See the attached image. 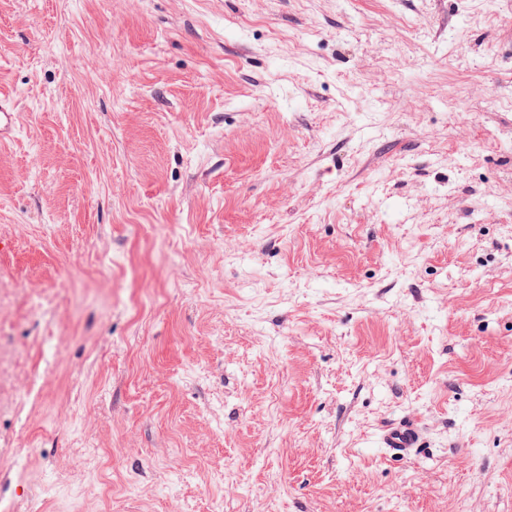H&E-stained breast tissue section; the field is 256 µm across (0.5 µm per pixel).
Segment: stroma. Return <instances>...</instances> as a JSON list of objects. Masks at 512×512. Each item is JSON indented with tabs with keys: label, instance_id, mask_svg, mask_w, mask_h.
<instances>
[{
	"label": "stroma",
	"instance_id": "stroma-1",
	"mask_svg": "<svg viewBox=\"0 0 512 512\" xmlns=\"http://www.w3.org/2000/svg\"><path fill=\"white\" fill-rule=\"evenodd\" d=\"M0 96V512H512V0H0ZM17 114L14 102L0 97V147L13 141L17 132ZM378 444L391 457L404 458L416 452L422 442L419 429L413 423H405L381 432Z\"/></svg>",
	"mask_w": 512,
	"mask_h": 512
}]
</instances>
